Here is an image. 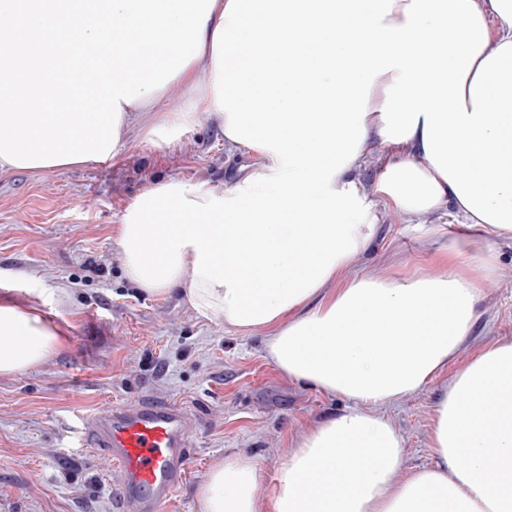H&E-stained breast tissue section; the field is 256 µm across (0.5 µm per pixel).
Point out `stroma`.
Segmentation results:
<instances>
[{
    "instance_id": "obj_1",
    "label": "stroma",
    "mask_w": 512,
    "mask_h": 512,
    "mask_svg": "<svg viewBox=\"0 0 512 512\" xmlns=\"http://www.w3.org/2000/svg\"><path fill=\"white\" fill-rule=\"evenodd\" d=\"M245 161L204 122L179 137L142 132L108 166L0 172V294L29 301L67 332L38 366L0 376V512H113L112 460L83 444L111 405L151 400L190 413V474L167 512H198L200 485L227 456L255 459L269 483L304 428L344 408L288 379L259 335L200 317L181 294L149 297L124 275L115 229L148 183L204 179L219 189ZM377 212L355 268L438 274L433 257L457 235L452 207L423 221L383 203ZM496 248L500 263L473 336L434 382L380 409L402 435L406 467L435 460L429 429L439 389L477 350L512 340V241Z\"/></svg>"
}]
</instances>
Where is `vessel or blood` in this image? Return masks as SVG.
I'll use <instances>...</instances> for the list:
<instances>
[{"label": "vessel or blood", "instance_id": "b4317fda", "mask_svg": "<svg viewBox=\"0 0 512 512\" xmlns=\"http://www.w3.org/2000/svg\"><path fill=\"white\" fill-rule=\"evenodd\" d=\"M276 31L253 29L238 42L240 56H251L255 44H277ZM193 420L171 404L140 401L111 406L95 417L85 435L89 447L102 448L112 459V490L118 512H164L186 480Z\"/></svg>", "mask_w": 512, "mask_h": 512}]
</instances>
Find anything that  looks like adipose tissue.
<instances>
[{
	"mask_svg": "<svg viewBox=\"0 0 512 512\" xmlns=\"http://www.w3.org/2000/svg\"><path fill=\"white\" fill-rule=\"evenodd\" d=\"M492 18L503 34L491 51ZM358 25L379 33L371 56L353 45ZM255 27L282 41L242 58L234 44ZM71 28L80 39L58 59L53 41ZM147 30L153 48L128 68ZM432 33L444 56L425 47ZM1 35L0 170L109 164L174 83L193 95L157 128L216 124L249 159L226 188L170 178L135 197L116 229L124 274L149 296L179 291L201 317L263 333L288 379L346 406L308 426L267 488L253 459L216 462L200 512H512V341L478 351L441 388L434 464L405 470L403 439L378 412L423 390L472 336L499 263L491 240L512 238V0H0ZM268 99L278 111L242 106ZM375 137L390 151L377 190L393 209L421 217L450 204L477 229L440 255L452 273L351 272L377 221L352 177ZM486 143L495 159L473 174ZM63 336L0 295V375L37 366Z\"/></svg>",
	"mask_w": 512,
	"mask_h": 512,
	"instance_id": "adipose-tissue-1",
	"label": "adipose tissue"
}]
</instances>
